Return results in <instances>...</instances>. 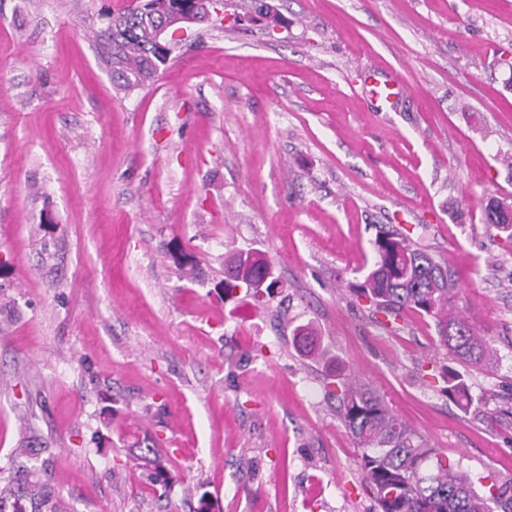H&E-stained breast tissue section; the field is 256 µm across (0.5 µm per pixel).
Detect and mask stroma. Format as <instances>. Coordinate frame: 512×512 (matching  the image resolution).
<instances>
[{"label": "stroma", "instance_id": "obj_1", "mask_svg": "<svg viewBox=\"0 0 512 512\" xmlns=\"http://www.w3.org/2000/svg\"><path fill=\"white\" fill-rule=\"evenodd\" d=\"M271 2L276 31L228 0L125 93L90 28L126 0H0L1 486L33 435L66 512H378L336 360L455 467L512 483V241L484 213L512 199V0ZM382 226L448 267L494 352L470 410L433 320L355 294ZM254 248L274 297L221 296ZM445 382L448 399L462 408H469L472 403V395L466 376L455 368H446Z\"/></svg>", "mask_w": 512, "mask_h": 512}]
</instances>
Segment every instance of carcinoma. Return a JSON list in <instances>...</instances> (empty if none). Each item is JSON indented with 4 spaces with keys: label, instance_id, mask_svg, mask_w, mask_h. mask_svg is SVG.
<instances>
[{
    "label": "carcinoma",
    "instance_id": "carcinoma-1",
    "mask_svg": "<svg viewBox=\"0 0 512 512\" xmlns=\"http://www.w3.org/2000/svg\"><path fill=\"white\" fill-rule=\"evenodd\" d=\"M102 25L94 29L98 60L112 74V83L124 90L151 82L159 65L156 28L162 16H145L128 8L98 15ZM502 207L489 199L486 223L512 240V222L493 220ZM373 263L360 297L390 317L412 309L430 317L440 344L454 358L483 366L491 359L490 347L474 326L453 307L455 282L429 253L413 247L408 235L397 228H380L373 242ZM272 264L257 249L239 253L224 265V291H252L255 301L272 296L276 281ZM297 348L312 354L316 338L303 329L296 334ZM339 362L332 368V385L338 387L339 416L361 449L360 467L380 512H512V486L491 485L479 491L476 481L448 465V460L424 446L374 392L352 382ZM448 399L469 408L472 395L466 376L455 368L445 370ZM0 512H66L50 481L34 468L17 467L12 481L0 487Z\"/></svg>",
    "mask_w": 512,
    "mask_h": 512
}]
</instances>
